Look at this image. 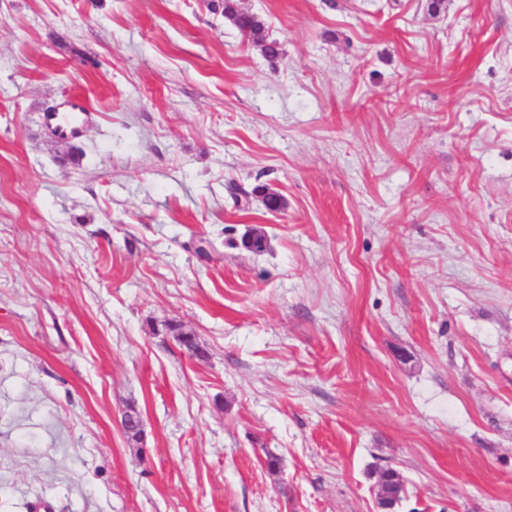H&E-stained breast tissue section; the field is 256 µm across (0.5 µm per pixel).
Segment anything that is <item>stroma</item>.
I'll list each match as a JSON object with an SVG mask.
<instances>
[{"instance_id":"stroma-1","label":"stroma","mask_w":512,"mask_h":512,"mask_svg":"<svg viewBox=\"0 0 512 512\" xmlns=\"http://www.w3.org/2000/svg\"><path fill=\"white\" fill-rule=\"evenodd\" d=\"M207 3L0 0V512H512V0ZM209 2L208 7L215 11L217 6H222L224 18L238 30L245 42L259 47L270 59H277L281 55L280 44L269 39L266 24L261 17L242 10L236 0ZM227 189L236 204H239L242 201V198L245 200L248 196L255 195L262 197L264 206L268 211H279L284 206L282 196L277 193H269V189L264 185H256L251 189V191H248L236 182L230 181L227 185Z\"/></svg>"}]
</instances>
